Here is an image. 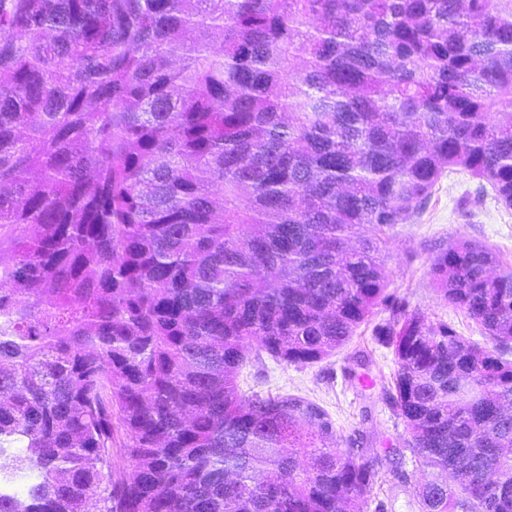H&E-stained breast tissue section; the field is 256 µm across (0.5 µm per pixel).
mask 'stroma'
Wrapping results in <instances>:
<instances>
[{
    "label": "stroma",
    "mask_w": 512,
    "mask_h": 512,
    "mask_svg": "<svg viewBox=\"0 0 512 512\" xmlns=\"http://www.w3.org/2000/svg\"><path fill=\"white\" fill-rule=\"evenodd\" d=\"M458 238L480 242L503 263L512 264V208L496 202L490 189L463 172L443 177L426 208L385 236L382 257L391 293L476 340V324L437 300L429 275L433 248ZM390 317V309L379 308L372 322L362 325L335 355L313 365L286 364L267 356L251 361L241 369L238 384L244 391L305 398L325 409L341 434L362 431L384 472L371 501L382 502L386 512H418L414 495L425 474L412 470L403 480L392 474L406 451L404 430L385 395L395 369L393 354L373 334L374 324Z\"/></svg>",
    "instance_id": "1"
}]
</instances>
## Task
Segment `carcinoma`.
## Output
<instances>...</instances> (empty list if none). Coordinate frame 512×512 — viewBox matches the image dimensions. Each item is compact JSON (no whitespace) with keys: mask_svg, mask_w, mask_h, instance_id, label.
<instances>
[{"mask_svg":"<svg viewBox=\"0 0 512 512\" xmlns=\"http://www.w3.org/2000/svg\"><path fill=\"white\" fill-rule=\"evenodd\" d=\"M453 171L512 207V0H0V512H366L363 437L236 378L381 306L420 512H512V265L432 257L482 345L381 257ZM125 441L123 431L115 427L114 440L112 441V470L117 476H123L129 472V463L123 448Z\"/></svg>","mask_w":512,"mask_h":512,"instance_id":"carcinoma-1","label":"carcinoma"}]
</instances>
